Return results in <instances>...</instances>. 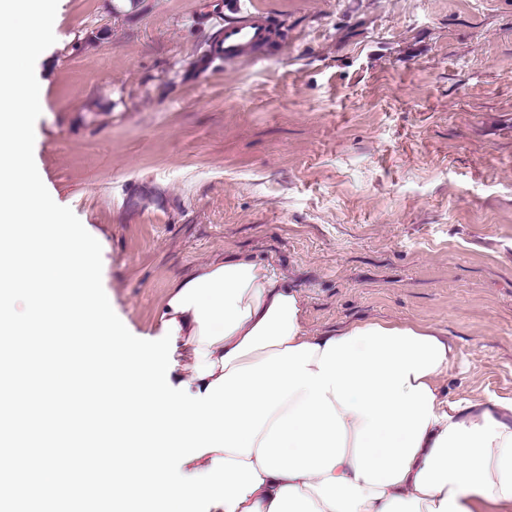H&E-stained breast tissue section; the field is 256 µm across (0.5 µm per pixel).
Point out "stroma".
Segmentation results:
<instances>
[{
	"mask_svg": "<svg viewBox=\"0 0 512 512\" xmlns=\"http://www.w3.org/2000/svg\"><path fill=\"white\" fill-rule=\"evenodd\" d=\"M225 0H59L34 159L156 335L174 279L270 264L314 335L428 325L449 402L512 400V0H247L278 47L210 58Z\"/></svg>",
	"mask_w": 512,
	"mask_h": 512,
	"instance_id": "stroma-1",
	"label": "stroma"
}]
</instances>
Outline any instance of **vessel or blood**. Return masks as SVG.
<instances>
[{
	"instance_id": "obj_1",
	"label": "vessel or blood",
	"mask_w": 512,
	"mask_h": 512,
	"mask_svg": "<svg viewBox=\"0 0 512 512\" xmlns=\"http://www.w3.org/2000/svg\"><path fill=\"white\" fill-rule=\"evenodd\" d=\"M233 19L225 21L211 47L212 57L237 62L259 54L268 44L271 21L267 14L247 7L245 0H234Z\"/></svg>"
}]
</instances>
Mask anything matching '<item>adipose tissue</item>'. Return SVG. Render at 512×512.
I'll return each instance as SVG.
<instances>
[{"instance_id":"1","label":"adipose tissue","mask_w":512,"mask_h":512,"mask_svg":"<svg viewBox=\"0 0 512 512\" xmlns=\"http://www.w3.org/2000/svg\"><path fill=\"white\" fill-rule=\"evenodd\" d=\"M298 292L274 271L247 257H218L175 280L157 314L175 321L177 365L173 384L191 394L238 366L303 343L325 345L310 335ZM435 419L403 480L374 486L356 479L353 442L360 415L342 413L347 430L341 463L321 475H264L232 512H480L491 502L512 506V402L461 407L433 402Z\"/></svg>"}]
</instances>
